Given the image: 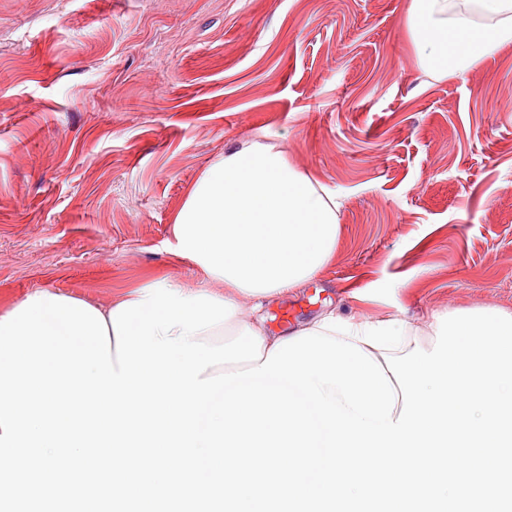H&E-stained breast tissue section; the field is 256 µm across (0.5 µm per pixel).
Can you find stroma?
<instances>
[{"mask_svg": "<svg viewBox=\"0 0 512 512\" xmlns=\"http://www.w3.org/2000/svg\"><path fill=\"white\" fill-rule=\"evenodd\" d=\"M410 0H0V314L36 290L100 305L198 287L171 226L225 149L285 147L341 203L332 261L266 307L512 313V44L442 80Z\"/></svg>", "mask_w": 512, "mask_h": 512, "instance_id": "35a3bbf8", "label": "stroma"}]
</instances>
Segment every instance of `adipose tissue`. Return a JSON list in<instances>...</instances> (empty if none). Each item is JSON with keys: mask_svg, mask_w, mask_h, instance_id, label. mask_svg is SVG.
Returning <instances> with one entry per match:
<instances>
[{"mask_svg": "<svg viewBox=\"0 0 512 512\" xmlns=\"http://www.w3.org/2000/svg\"><path fill=\"white\" fill-rule=\"evenodd\" d=\"M459 0H412L406 22L421 64L434 79L463 72L512 42V0H475L498 18L476 29ZM335 194L299 171L285 149L255 142L225 150L189 190L172 225L178 257L203 275L200 293L234 303L222 325L193 336L211 342L251 328L270 354L282 335L266 329L265 302L315 279L331 261L339 235ZM309 329L359 345L371 358L409 334L398 317L368 321L328 312Z\"/></svg>", "mask_w": 512, "mask_h": 512, "instance_id": "ef3b65f1", "label": "adipose tissue"}]
</instances>
